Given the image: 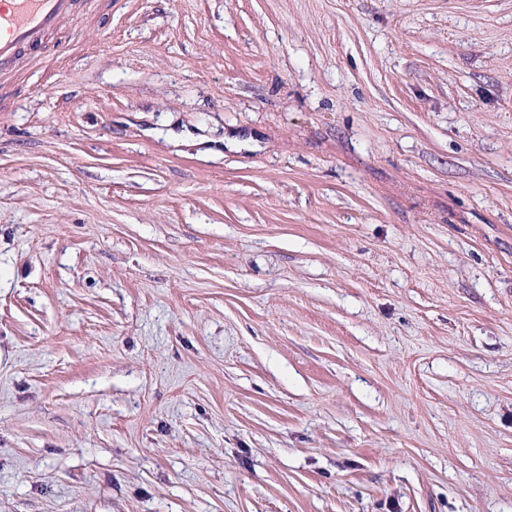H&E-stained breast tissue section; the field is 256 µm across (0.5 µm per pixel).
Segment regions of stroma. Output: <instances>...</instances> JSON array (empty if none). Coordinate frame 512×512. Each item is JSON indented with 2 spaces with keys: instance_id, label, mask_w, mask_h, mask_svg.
<instances>
[{
  "instance_id": "1",
  "label": "stroma",
  "mask_w": 512,
  "mask_h": 512,
  "mask_svg": "<svg viewBox=\"0 0 512 512\" xmlns=\"http://www.w3.org/2000/svg\"><path fill=\"white\" fill-rule=\"evenodd\" d=\"M0 82V512H512V0H74Z\"/></svg>"
}]
</instances>
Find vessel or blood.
Segmentation results:
<instances>
[{
	"label": "vessel or blood",
	"mask_w": 512,
	"mask_h": 512,
	"mask_svg": "<svg viewBox=\"0 0 512 512\" xmlns=\"http://www.w3.org/2000/svg\"><path fill=\"white\" fill-rule=\"evenodd\" d=\"M72 7L73 0H0V65L42 54Z\"/></svg>",
	"instance_id": "vessel-or-blood-1"
}]
</instances>
